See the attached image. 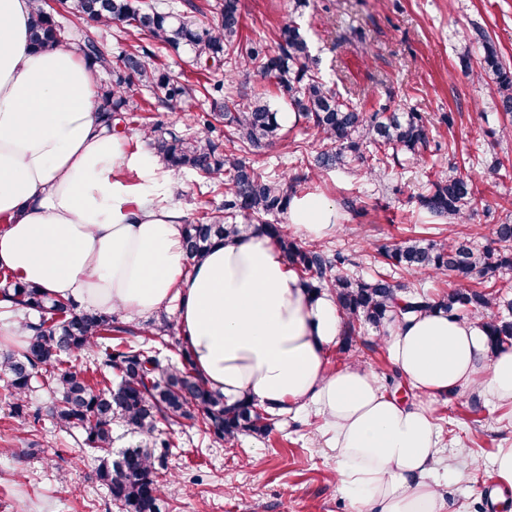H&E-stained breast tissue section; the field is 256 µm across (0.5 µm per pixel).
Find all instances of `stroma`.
<instances>
[{
    "label": "stroma",
    "mask_w": 512,
    "mask_h": 512,
    "mask_svg": "<svg viewBox=\"0 0 512 512\" xmlns=\"http://www.w3.org/2000/svg\"><path fill=\"white\" fill-rule=\"evenodd\" d=\"M242 33L273 40L294 19L307 38L317 69L337 92L364 100L367 112H417L427 120L430 145L419 158L400 154L381 177L363 166L331 171L301 184L336 207V230L323 239L328 254L343 253L345 272L370 277L381 270L378 251L410 236L439 240L448 231L475 248L490 244L495 224L512 216V136L495 109L494 90L478 83L462 62L480 58V44L462 35L482 27L504 59L512 61V0H242ZM291 152L277 146L256 163L272 173H304L302 158L317 145L294 127ZM471 174L478 205L466 223L448 227L418 204L426 185L449 162ZM187 218L222 206L224 196L206 179L179 176ZM354 208H346V200ZM358 359L382 385L398 371L381 333L361 327L349 353L333 348L330 366ZM435 422L452 457L444 488L450 512H490L496 482L491 460L512 446V407L482 394L446 396L434 404ZM319 417L311 410L275 420L267 437L240 436L215 443L197 421H160L172 446L162 482L161 512H350L336 482V461L319 445ZM95 454L80 433L56 427L49 416L20 426L0 380V512H117L95 473Z\"/></svg>",
    "instance_id": "35a3bbf8"
}]
</instances>
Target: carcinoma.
<instances>
[{
  "label": "carcinoma",
  "instance_id": "cac0c4a2",
  "mask_svg": "<svg viewBox=\"0 0 512 512\" xmlns=\"http://www.w3.org/2000/svg\"><path fill=\"white\" fill-rule=\"evenodd\" d=\"M69 8L81 22L120 23L132 37L133 51L112 59L100 49L91 29L84 30V58L112 74V84L98 90L96 111L103 123L124 122L126 116L145 112L148 91L158 106L175 110L200 96L210 102L197 135H180L161 122L142 124L149 145L164 168L193 171L224 190L223 209L201 211L184 224V249L198 260L220 239L243 234L242 217L254 233L277 242L310 292L329 290L345 316V345L358 335V323L375 328L394 315L442 312L456 319L467 315L489 316L490 344L512 345V320L490 314L497 295L470 289L477 280L497 287L504 271L512 268V223L496 225L492 245L481 250L454 237L442 240L405 239L382 256L387 264L416 276L446 274L459 282L442 295L411 291L390 275L377 273L369 280L349 276L340 269L344 256L326 254L317 245H302L288 238L272 217L287 212L296 186L309 175L272 176L252 157L283 139L280 112L264 92L233 97L224 93L218 72L260 73L273 80L278 96L295 112L296 121L314 132L318 149L307 169L320 175L367 165V174L386 172L404 152L416 156L429 144L426 121L417 112L366 115L362 107L331 89L315 68L307 39L293 20L284 23L274 48L241 38L240 0H219L212 19L160 10L146 0H70ZM471 41L483 46L476 76L495 85L498 107L512 118V65L499 56L486 32L475 29ZM31 43L45 48L62 43L61 27L46 4L35 13ZM152 45L176 54L191 55L193 65L212 74L192 83L157 62ZM224 140L211 137L217 125ZM371 155L365 156L367 147ZM420 207L435 217L448 219V227L465 222L478 198L472 177L454 162L448 174L430 183L418 195ZM0 293L12 307L24 312L28 331L20 350L0 351V375L8 379L14 414L26 415L28 396L39 386L48 395L47 413L62 430L79 429L84 444L98 452L97 477L107 486L119 512H160V474L155 431L160 418L199 419L204 431L219 442L241 434L263 437L276 417L256 401L243 397L233 404L211 389L190 363L180 369L160 359L155 347L128 339L134 334L117 325L110 312L80 310L75 302L56 299L41 289L11 277L3 278ZM94 351L91 365L78 367L71 356ZM120 425L145 443L112 456V426Z\"/></svg>",
  "mask_w": 512,
  "mask_h": 512
}]
</instances>
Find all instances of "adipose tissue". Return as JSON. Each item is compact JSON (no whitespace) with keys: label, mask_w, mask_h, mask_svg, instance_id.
<instances>
[{"label":"adipose tissue","mask_w":512,"mask_h":512,"mask_svg":"<svg viewBox=\"0 0 512 512\" xmlns=\"http://www.w3.org/2000/svg\"><path fill=\"white\" fill-rule=\"evenodd\" d=\"M36 0H0V270L50 296L143 318L175 306L196 373L227 402L248 395L285 414L316 407L351 512H447L432 404L480 391L512 406V347H491L483 318H393L392 361L418 393L386 395L358 362L329 369L344 334L335 298L303 288L260 234L183 246L180 181L148 145L103 125L98 66L68 45L34 48ZM294 234L336 229L323 195L294 196Z\"/></svg>","instance_id":"adipose-tissue-1"}]
</instances>
